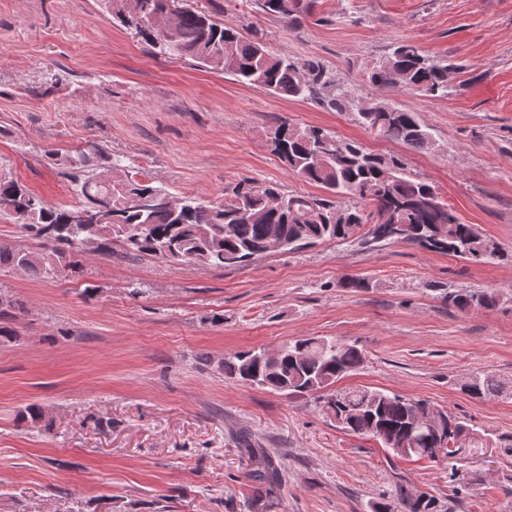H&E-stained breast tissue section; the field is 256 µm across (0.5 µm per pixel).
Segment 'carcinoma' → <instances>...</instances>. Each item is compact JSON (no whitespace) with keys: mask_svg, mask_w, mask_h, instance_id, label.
<instances>
[{"mask_svg":"<svg viewBox=\"0 0 512 512\" xmlns=\"http://www.w3.org/2000/svg\"><path fill=\"white\" fill-rule=\"evenodd\" d=\"M170 0H107L118 23L135 30L140 41L159 54L174 52L201 65L233 75L244 85L259 86L278 96L310 101L338 112L354 111L365 128L377 124L385 138L421 152L433 145L429 128L418 114L401 109L385 97L359 99L347 84L323 65L271 51L234 26L220 23L206 10L184 7L170 17ZM259 9L285 21L309 11L305 0H256ZM450 65L430 58L409 40L398 42L364 78L380 90H407L429 98L448 95ZM270 153L292 175L323 189L320 196L287 194L275 182L242 180L222 203L182 199L172 207L169 192L149 179L118 178L99 171L90 158L76 160L75 190L81 202L73 208L53 207L18 181L0 175V216L31 233L33 247L0 245V270L49 280L64 271L83 274L78 250L88 246L112 254L119 243L137 255L180 266L238 267L277 246L282 254L297 253L325 241L358 239L363 245L396 242L387 229L372 230L375 217L393 212L409 228L407 243L423 250L490 263L501 248L474 225L464 224L435 187L395 155L369 151L362 143L343 140L320 127H297L284 121ZM319 139L329 151L317 153ZM85 210L104 218L101 224H77ZM448 303L462 312L490 309L492 291L450 292ZM18 300L0 292V343L17 338L13 327ZM364 353L343 339H296L267 357L261 348L240 350L224 358V375L285 396H313L342 430L369 436L397 457L435 460L439 440H447L444 458L468 430L462 417L426 399L372 388L336 389L335 383L359 370ZM462 390L472 398H511L512 386L486 374L472 376ZM418 411L433 415L437 430L414 425ZM241 453L250 466L249 478L260 497H272L281 479L270 456L243 442ZM407 512H429L430 503L413 499L406 488L396 493Z\"/></svg>","mask_w":512,"mask_h":512,"instance_id":"1","label":"carcinoma"}]
</instances>
